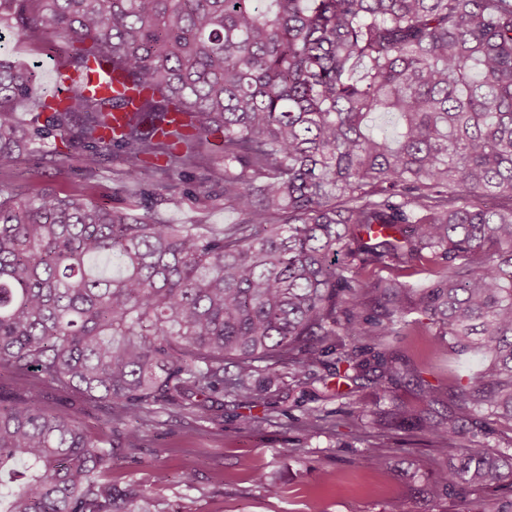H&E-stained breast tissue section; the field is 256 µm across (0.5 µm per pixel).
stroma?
Segmentation results:
<instances>
[{
	"mask_svg": "<svg viewBox=\"0 0 512 512\" xmlns=\"http://www.w3.org/2000/svg\"><path fill=\"white\" fill-rule=\"evenodd\" d=\"M0 58L47 74L57 59L50 40H0ZM53 136L21 156L11 182L17 191L32 194L45 188L63 196L85 195L111 209L122 210L135 199L123 187L118 156L105 158L88 171L79 157H53ZM224 185V160L202 150L197 176L159 173L144 196L171 224L235 223L237 214L218 201ZM429 336H410L405 346L418 375L448 389L477 375L482 356L436 358ZM267 407H256L259 420L251 427L241 421L244 407L225 399L215 418L195 420L188 410L172 408L142 438L136 450L118 453L112 477L134 482L143 494L159 502L162 512H392L394 501L410 495L413 512H459L444 502L428 510L420 495L411 494L413 477H427L443 466L448 452L419 430L382 429L368 425L362 438L349 428L350 413L390 409L388 397L367 381L331 379L329 385L306 381L267 391ZM331 412L335 428L303 431V409ZM370 454L384 455L382 469L367 465ZM265 471L280 492L271 495L252 474ZM165 472L166 483L155 480Z\"/></svg>",
	"mask_w": 512,
	"mask_h": 512,
	"instance_id": "obj_1",
	"label": "stroma"
}]
</instances>
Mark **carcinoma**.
<instances>
[{"mask_svg": "<svg viewBox=\"0 0 512 512\" xmlns=\"http://www.w3.org/2000/svg\"><path fill=\"white\" fill-rule=\"evenodd\" d=\"M5 30L58 37L69 84L20 123L40 73L0 60V172L52 134L90 169L119 153L138 192L213 145L240 220L0 178V368L24 382L0 393V512H158L112 479L117 450L173 406L204 419L220 396L253 404L260 375L325 384L320 368L391 396L382 427L454 449L426 503L512 512L482 499L512 482L483 441L484 418L512 426V0H0ZM380 112L394 134L369 125ZM103 257L118 271L95 273ZM423 331L436 357L489 356L438 418L400 395L439 400L402 348ZM46 388L103 403L98 430Z\"/></svg>", "mask_w": 512, "mask_h": 512, "instance_id": "cac0c4a2", "label": "carcinoma"}]
</instances>
